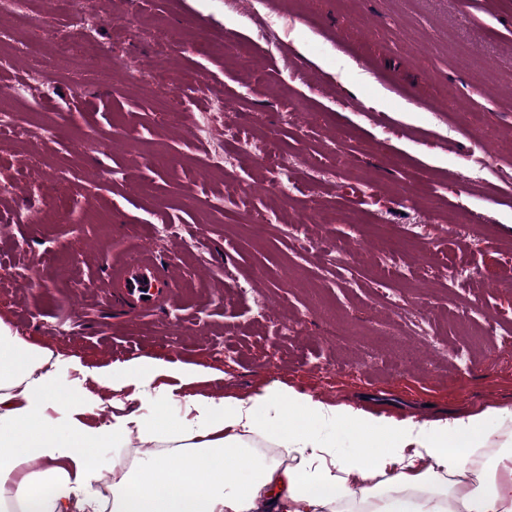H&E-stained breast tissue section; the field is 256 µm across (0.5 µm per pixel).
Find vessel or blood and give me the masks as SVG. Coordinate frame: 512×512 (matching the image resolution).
<instances>
[{"label":"vessel or blood","mask_w":512,"mask_h":512,"mask_svg":"<svg viewBox=\"0 0 512 512\" xmlns=\"http://www.w3.org/2000/svg\"><path fill=\"white\" fill-rule=\"evenodd\" d=\"M109 286L114 313L151 316L165 309L175 279L169 266L146 248L126 264L113 269Z\"/></svg>","instance_id":"vessel-or-blood-1"}]
</instances>
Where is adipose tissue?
<instances>
[{
  "instance_id": "adipose-tissue-1",
  "label": "adipose tissue",
  "mask_w": 512,
  "mask_h": 512,
  "mask_svg": "<svg viewBox=\"0 0 512 512\" xmlns=\"http://www.w3.org/2000/svg\"><path fill=\"white\" fill-rule=\"evenodd\" d=\"M207 379L150 357L66 378L47 347L0 321V512H512L511 407L397 418L278 382L216 396ZM91 402L111 406L110 419L89 417ZM134 441L145 453L113 470L102 500L99 449ZM35 459L44 470L18 477Z\"/></svg>"
}]
</instances>
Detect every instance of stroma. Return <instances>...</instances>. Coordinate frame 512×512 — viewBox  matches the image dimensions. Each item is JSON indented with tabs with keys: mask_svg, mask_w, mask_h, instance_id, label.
<instances>
[{
	"mask_svg": "<svg viewBox=\"0 0 512 512\" xmlns=\"http://www.w3.org/2000/svg\"><path fill=\"white\" fill-rule=\"evenodd\" d=\"M26 40L50 29L79 38L96 22L102 55L75 67L20 61L0 70L21 123L49 128L0 138V320L19 337L94 366L141 357L210 368L208 390L245 396L273 381L326 402L396 417L444 418L512 407V0H14ZM501 64L496 88L449 49L444 33ZM157 28L188 31L157 43ZM419 52L404 49L406 38ZM222 42L203 57L194 42ZM302 45L303 70L273 65ZM135 57L137 74L112 55ZM160 69L182 79L158 93ZM206 77L233 114L187 102ZM129 141L142 150H125ZM275 141L281 155L261 157ZM170 161L154 164L148 148ZM223 176L201 177L207 149ZM292 170L276 191L280 157ZM66 171L63 181L50 170ZM237 196L226 192L227 182ZM328 221L304 239L311 209ZM277 216L263 238L246 216ZM419 224L404 249L392 239ZM152 249L179 278L175 302L144 319L113 314L91 290L116 256ZM452 267L467 277L449 279ZM398 278L380 283L382 269ZM401 294L423 311H388ZM481 329L462 333L454 311Z\"/></svg>",
	"mask_w": 512,
	"mask_h": 512,
	"instance_id": "1",
	"label": "stroma"
}]
</instances>
